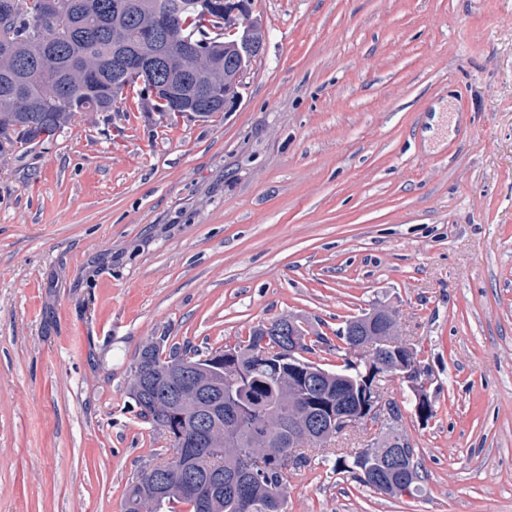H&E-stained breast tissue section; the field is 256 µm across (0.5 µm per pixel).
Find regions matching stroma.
I'll return each instance as SVG.
<instances>
[{
    "label": "stroma",
    "mask_w": 512,
    "mask_h": 512,
    "mask_svg": "<svg viewBox=\"0 0 512 512\" xmlns=\"http://www.w3.org/2000/svg\"><path fill=\"white\" fill-rule=\"evenodd\" d=\"M233 111L79 112L0 155V512H122L172 455L131 409L151 337L217 348L298 317H395L435 414L384 379L421 464L390 497L288 472L287 512H512V0H253Z\"/></svg>",
    "instance_id": "stroma-1"
}]
</instances>
